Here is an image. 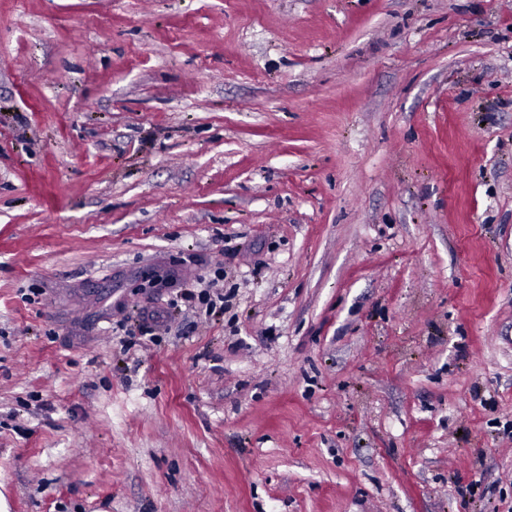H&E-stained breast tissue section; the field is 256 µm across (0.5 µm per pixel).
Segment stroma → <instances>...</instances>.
Masks as SVG:
<instances>
[{
  "instance_id": "stroma-1",
  "label": "stroma",
  "mask_w": 512,
  "mask_h": 512,
  "mask_svg": "<svg viewBox=\"0 0 512 512\" xmlns=\"http://www.w3.org/2000/svg\"><path fill=\"white\" fill-rule=\"evenodd\" d=\"M0 497L512 512V0H0Z\"/></svg>"
}]
</instances>
